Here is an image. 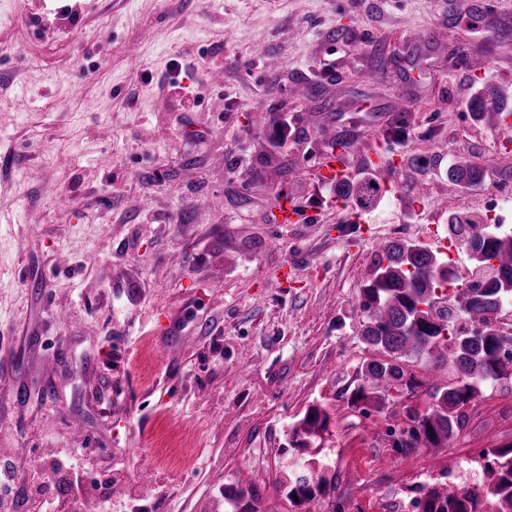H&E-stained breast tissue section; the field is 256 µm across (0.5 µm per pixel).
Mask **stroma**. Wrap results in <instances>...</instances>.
Segmentation results:
<instances>
[{"label": "stroma", "instance_id": "stroma-1", "mask_svg": "<svg viewBox=\"0 0 512 512\" xmlns=\"http://www.w3.org/2000/svg\"><path fill=\"white\" fill-rule=\"evenodd\" d=\"M473 2L0 0V459L95 484L53 512H229L250 485L288 512V428L312 404L336 470L319 512L481 482L480 455L512 446V381L448 447L404 455L384 440L400 417L349 403L382 246L436 250L441 194L476 209L512 185V135L467 93L512 94V0ZM403 112L408 139L384 137ZM343 139L354 171L390 163L376 209L317 174ZM465 159L468 189L448 176Z\"/></svg>", "mask_w": 512, "mask_h": 512}]
</instances>
